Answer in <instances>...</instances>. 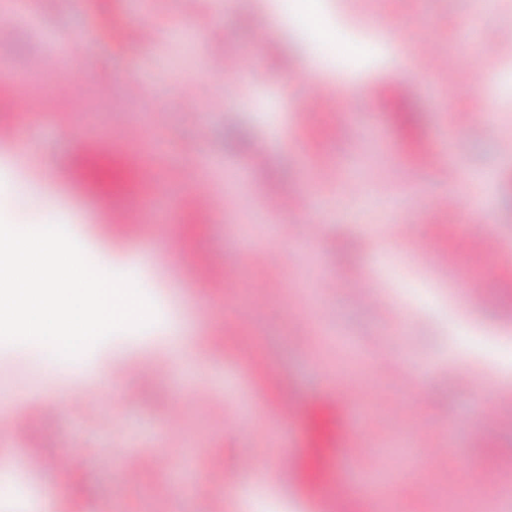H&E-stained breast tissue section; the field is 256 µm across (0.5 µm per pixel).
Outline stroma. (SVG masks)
Here are the masks:
<instances>
[{
    "mask_svg": "<svg viewBox=\"0 0 512 512\" xmlns=\"http://www.w3.org/2000/svg\"><path fill=\"white\" fill-rule=\"evenodd\" d=\"M28 0V19L9 28L0 47V92L13 102L12 130L0 139V184L18 173L49 175L57 199L18 191L13 223L81 226L85 253L101 270L131 277L154 304L145 328L115 333L83 356L47 354L59 371L93 362L106 379L83 382L90 401L71 403L72 386L52 379L21 391L5 418L18 424L36 410L55 411L34 426V438L1 441L8 463L0 503L17 491L36 499L52 481L71 502V479L91 487L82 512L109 502L112 512H445L448 500L473 512H512L499 484L512 483V372L491 354L512 341V258H480L469 226L512 241V198L502 183L512 157L499 150L512 135V56L492 57L467 89L447 72L403 70L419 42L448 55H475L461 26L480 35L512 28V8L500 0H322L339 42L352 53L320 46L301 24L283 25L292 0H266V25L251 21L248 0ZM139 17L157 40L126 39V20ZM80 43L47 71L31 63L49 40ZM216 56L241 57L240 73L209 67ZM406 88L420 141L406 136L385 101ZM334 98L366 96L371 111L337 121L335 108L309 114L320 88ZM164 113L155 124V113ZM136 148L158 172L149 195L218 194L223 210L208 214L203 232L189 235L186 210L156 204L139 216L135 235L120 246L96 227L116 223L119 206L74 182L70 169L102 141ZM446 155L445 166H423L420 146ZM335 179L318 181L322 169ZM359 195H349L347 181ZM457 193L472 204L458 217L432 213L431 198ZM302 203L318 221L309 244L297 238L300 214L267 209L268 195ZM413 209L416 237L403 235ZM223 258V277L206 268ZM365 277L376 297L365 302L344 280ZM336 280L322 291L320 282ZM190 322L188 350L197 365L188 379L166 362L154 385L155 404L124 401L121 385L137 379L126 360L164 359L170 322ZM294 392L292 420L264 415L263 404ZM337 409L325 474L301 490L293 464L310 451L309 411ZM180 413L181 430L168 431ZM362 442L357 465L383 464L381 449H411L394 462L386 493L340 497L338 450L350 436ZM121 446L148 461L142 480L122 481L110 449ZM68 457L69 477L53 465ZM220 470L227 484L206 473ZM496 474L497 483L486 474Z\"/></svg>",
    "mask_w": 512,
    "mask_h": 512,
    "instance_id": "stroma-1",
    "label": "stroma"
}]
</instances>
